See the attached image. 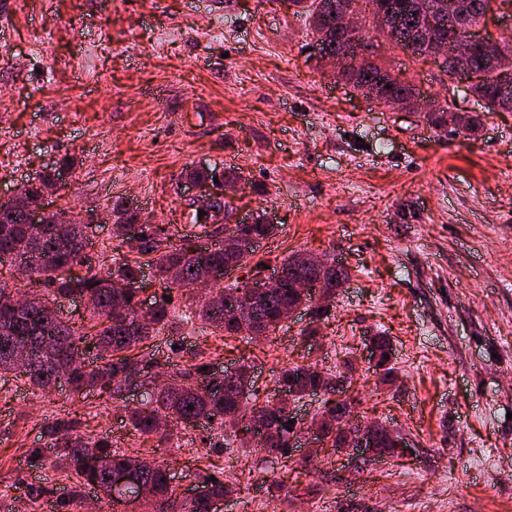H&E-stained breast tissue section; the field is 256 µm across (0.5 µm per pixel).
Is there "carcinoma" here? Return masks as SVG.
Masks as SVG:
<instances>
[{
    "label": "carcinoma",
    "mask_w": 512,
    "mask_h": 512,
    "mask_svg": "<svg viewBox=\"0 0 512 512\" xmlns=\"http://www.w3.org/2000/svg\"><path fill=\"white\" fill-rule=\"evenodd\" d=\"M401 0H291L295 13L305 17L312 33H320L323 40L313 46L318 55H331L336 49L353 46L351 54L372 55L371 44L362 35L352 36L340 28L342 15L351 10L364 14L369 23H375V9L396 11ZM495 0H470V7L462 19L442 15L439 0H416V4L400 11L399 27L395 32L396 45L408 49L415 57L428 52L424 47L427 36L445 33L452 36L463 27H475L485 22L494 12ZM470 66L481 73L472 85L473 93L483 102L487 111L501 108L512 111V42L489 39L483 46L472 48ZM381 64L372 59L364 65L342 67L336 76L350 80L358 87L375 79ZM384 103L415 94L411 85L402 82L392 73L386 74ZM452 111L450 104H438L428 110L425 118L429 124L441 128L447 124L446 115ZM57 187V176L44 175L24 185L22 194L28 204L39 205L45 193ZM233 211L226 197L215 198L209 212H193L192 222L201 228L208 227V220ZM116 224L113 235L123 243L138 240L139 258L127 260L118 267L102 272L85 261L87 237L84 225L72 218L67 209H57L44 219L39 231L26 223L22 213L8 202H0V266L17 260L25 263L27 279L44 286L42 294H29L20 307L13 305L16 283L0 279V378L13 374L15 379L42 393L65 384L73 394L99 388L118 399L130 388L146 389V398L138 407L128 409L131 426L140 434L153 437L160 445L168 440V433L159 428L167 424H194L213 420L219 424V435L226 430L225 416L239 419L245 424L259 418L264 425V451L287 454L294 424L288 412V401L298 402L306 396L326 395L323 410L312 419L318 433L317 439L332 440V447L339 449L352 442L355 399L334 400L336 393L333 375L312 365L285 366L278 375V384L286 397L258 402L252 398L250 366L243 364L234 372L223 375L201 369L195 364L171 376L168 384L154 383L149 362L143 364L132 358L130 352L146 342L176 334V327L189 319L176 312L168 302L155 305L146 315L138 312V294L124 288V284L138 280L142 259L154 266L159 284L166 290L191 288L206 276V271L235 268L253 252L256 243L275 233L276 225L258 215L250 224H236L229 233L241 238L242 249L228 252L220 246L201 258L193 240L184 238L178 244L164 246L169 241L167 229L161 225L138 223V212L127 201L112 204ZM298 253L285 258L279 267L276 282L265 284L258 279L242 284L218 286L215 297L229 296L237 303L239 314L224 312V305H215L209 298L198 313V318L217 332L226 336L242 334L238 316L252 319L261 337L283 328L288 321V308L304 307L317 318L324 312V303L336 296V289L348 280V271L335 261L302 265ZM76 266L86 267L85 274L74 273ZM308 278L320 287V301L293 288L299 278ZM87 296L86 321L71 322L60 316L57 303L61 299ZM125 305V313L113 312L116 301ZM108 354L110 360L89 369L82 361L86 343ZM378 353L377 366L382 368L381 383L391 385L396 381L393 368L388 366L390 345L383 336L371 339ZM45 434L50 437L55 462L67 476L76 479L70 496L60 502L68 508L84 494L86 487H107L113 475L134 461L143 463V483L151 487L146 502L147 512H210L214 498H224L233 489L221 480L204 481V493L196 498H185L176 493L171 484L169 463H160L117 448L107 436H88L79 432L78 420L71 418L44 422ZM397 451L394 441L383 425L376 426L373 458Z\"/></svg>",
    "instance_id": "cac0c4a2"
}]
</instances>
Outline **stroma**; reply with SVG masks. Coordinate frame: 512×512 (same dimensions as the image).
<instances>
[{"label": "stroma", "mask_w": 512, "mask_h": 512, "mask_svg": "<svg viewBox=\"0 0 512 512\" xmlns=\"http://www.w3.org/2000/svg\"><path fill=\"white\" fill-rule=\"evenodd\" d=\"M365 37L424 97L481 112L479 131L437 129L420 109H391L319 68L284 0H0V196L73 158L54 204L81 214L87 261L108 268L135 257L113 235L116 200L176 243L197 233L187 172L231 168L242 176L234 219L265 211L278 230L227 283L271 275L295 251L349 271L320 320L299 309L268 340L195 321L135 359L164 378L247 363L262 401L285 365H317L345 377L361 419L406 443L366 463L312 440L317 394L297 403L299 442L284 459L239 438L214 447L203 422L160 446L125 414L139 390L116 400L0 380V512H47L67 494L52 459L29 452L45 447L46 420L73 417L170 463L177 491L223 479L235 489L224 512H512V111L482 112L468 80ZM143 273L146 303L166 296L192 312L206 297ZM379 334L391 386L370 356ZM371 344L373 345V348L378 353V361L377 366L379 368L385 367L388 365L389 359H390V345L387 341V339L384 336H374L371 339ZM386 355H389V358H386ZM397 377L393 373L392 367H386L382 368L381 371V383L383 385H392L396 381Z\"/></svg>", "instance_id": "35a3bbf8"}]
</instances>
